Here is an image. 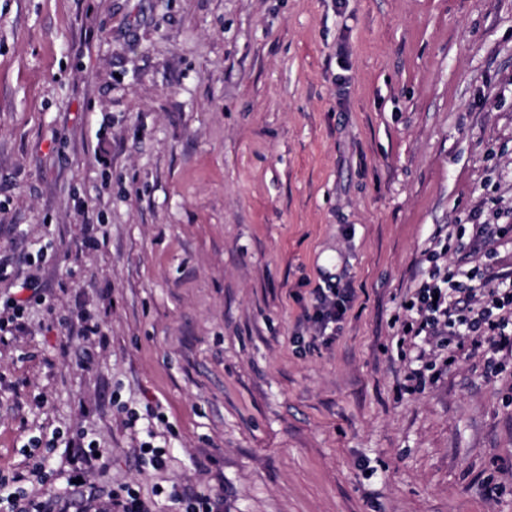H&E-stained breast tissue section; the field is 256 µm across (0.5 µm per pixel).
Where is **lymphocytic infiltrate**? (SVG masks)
I'll return each mask as SVG.
<instances>
[{
  "mask_svg": "<svg viewBox=\"0 0 512 512\" xmlns=\"http://www.w3.org/2000/svg\"><path fill=\"white\" fill-rule=\"evenodd\" d=\"M314 312L310 317L309 343L329 345L336 339V324L354 298L351 289L333 283L313 290ZM416 317L406 332L407 338L435 344L445 350L450 340L486 346V366L494 368L500 352L512 353V273L501 276L497 284L460 287L451 269L433 265L424 270L410 300ZM51 476L44 465L31 474H14L7 483L12 490L0 498V512H70L75 502L57 495L43 497L30 490L29 481L45 486Z\"/></svg>",
  "mask_w": 512,
  "mask_h": 512,
  "instance_id": "obj_1",
  "label": "lymphocytic infiltrate"
}]
</instances>
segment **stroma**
I'll return each instance as SVG.
<instances>
[{"mask_svg":"<svg viewBox=\"0 0 512 512\" xmlns=\"http://www.w3.org/2000/svg\"><path fill=\"white\" fill-rule=\"evenodd\" d=\"M512 0H0V474L224 512H512V355L409 390L414 275L512 271ZM98 247H89V239ZM355 300L297 347L311 292ZM101 335L78 334L82 318ZM167 466L137 462L146 433ZM26 299L13 298L5 306L0 315V335H13V331L19 328L18 320L23 314ZM168 499L180 506L182 512H222L223 499L203 488L190 489L174 483L166 492Z\"/></svg>","mask_w":512,"mask_h":512,"instance_id":"1","label":"stroma"}]
</instances>
